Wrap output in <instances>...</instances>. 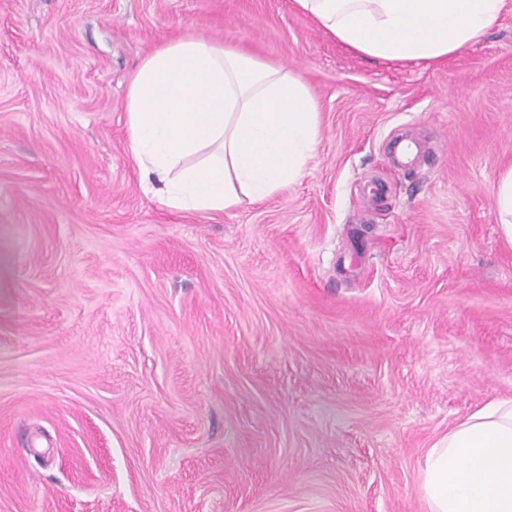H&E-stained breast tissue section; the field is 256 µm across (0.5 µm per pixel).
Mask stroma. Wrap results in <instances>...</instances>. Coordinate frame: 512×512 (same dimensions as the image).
<instances>
[{
	"label": "stroma",
	"instance_id": "1",
	"mask_svg": "<svg viewBox=\"0 0 512 512\" xmlns=\"http://www.w3.org/2000/svg\"><path fill=\"white\" fill-rule=\"evenodd\" d=\"M194 36L299 72L304 176L148 191L127 93ZM512 0L426 63L292 0H0V512H427L419 462L512 397ZM494 202L502 234L512 242V165L499 173Z\"/></svg>",
	"mask_w": 512,
	"mask_h": 512
}]
</instances>
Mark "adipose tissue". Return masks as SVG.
I'll list each match as a JSON object with an SVG mask.
<instances>
[{"label": "adipose tissue", "mask_w": 512, "mask_h": 512, "mask_svg": "<svg viewBox=\"0 0 512 512\" xmlns=\"http://www.w3.org/2000/svg\"><path fill=\"white\" fill-rule=\"evenodd\" d=\"M349 48L379 60L435 62L480 40L505 0H293ZM128 134L170 207L226 211L271 197L315 157L320 113L302 76L246 49L183 37L140 65ZM428 512H512V398L490 401L426 450Z\"/></svg>", "instance_id": "adipose-tissue-1"}]
</instances>
